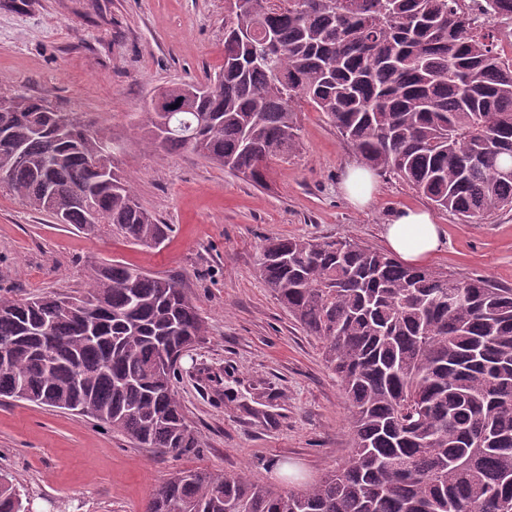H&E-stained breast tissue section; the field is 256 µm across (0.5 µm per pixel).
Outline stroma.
Returning a JSON list of instances; mask_svg holds the SVG:
<instances>
[{
	"instance_id": "obj_1",
	"label": "stroma",
	"mask_w": 512,
	"mask_h": 512,
	"mask_svg": "<svg viewBox=\"0 0 512 512\" xmlns=\"http://www.w3.org/2000/svg\"><path fill=\"white\" fill-rule=\"evenodd\" d=\"M226 13L225 0H0V99L39 97L106 126L123 148L118 173L171 227L158 247L134 245L54 223L0 188V295H74L89 264L119 261L180 280L208 328L175 381L196 451L160 454L91 419L0 398V472L19 482L26 512H146L176 470L248 467L281 487L343 465L353 446L347 400L321 341L258 273L267 240L350 236L382 251L394 212L429 209L445 233L430 267L512 288V211L464 224L384 174L371 204L353 206L341 183L356 156L310 105L299 150L263 188L188 153L147 151L151 99L223 65Z\"/></svg>"
}]
</instances>
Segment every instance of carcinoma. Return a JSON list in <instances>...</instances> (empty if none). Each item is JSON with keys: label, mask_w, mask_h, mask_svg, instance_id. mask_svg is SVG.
Here are the masks:
<instances>
[{"label": "carcinoma", "mask_w": 512, "mask_h": 512, "mask_svg": "<svg viewBox=\"0 0 512 512\" xmlns=\"http://www.w3.org/2000/svg\"><path fill=\"white\" fill-rule=\"evenodd\" d=\"M449 0H238L224 65L147 144L189 151L264 186L299 146L302 103L364 164L395 175L464 224L512 209V29L470 32ZM0 112V187L32 210L141 246L170 232L130 181L95 165L107 128L42 100ZM267 288L322 343L351 413L354 448L288 490L244 468L177 470L148 512H512V288L409 265L350 237H283L261 249ZM206 333L178 280L120 262L83 290L0 296V397L76 413L138 445L199 447L173 380ZM55 337L44 360L46 337ZM82 375L80 386L74 376ZM0 512H24L0 474Z\"/></svg>", "instance_id": "cac0c4a2"}]
</instances>
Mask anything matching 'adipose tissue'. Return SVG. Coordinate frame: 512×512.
I'll return each instance as SVG.
<instances>
[{"instance_id":"adipose-tissue-1","label":"adipose tissue","mask_w":512,"mask_h":512,"mask_svg":"<svg viewBox=\"0 0 512 512\" xmlns=\"http://www.w3.org/2000/svg\"><path fill=\"white\" fill-rule=\"evenodd\" d=\"M385 237L390 251L411 264L426 262L444 245L440 225L422 209L398 210L386 226Z\"/></svg>"}]
</instances>
